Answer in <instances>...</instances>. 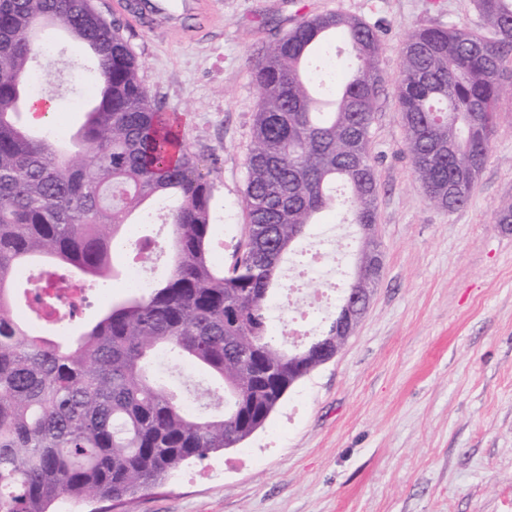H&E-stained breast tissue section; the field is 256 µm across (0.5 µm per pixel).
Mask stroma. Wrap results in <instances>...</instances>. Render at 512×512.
Listing matches in <instances>:
<instances>
[{"mask_svg": "<svg viewBox=\"0 0 512 512\" xmlns=\"http://www.w3.org/2000/svg\"><path fill=\"white\" fill-rule=\"evenodd\" d=\"M119 20L151 96L214 186L213 260L243 242L246 163L260 101L253 67L304 17L341 10L381 29L383 90L371 127L382 274L355 333L298 380L237 447L194 460L119 512H512V60L492 150L470 203L448 212L416 181L396 98L401 52L422 27L480 28L472 0H210L182 26L132 23L123 0H94ZM44 60L38 92L76 131L82 87ZM336 263L311 254L323 241ZM354 226L328 217L286 255L301 288L279 291L271 324L301 345L334 316L353 273Z\"/></svg>", "mask_w": 512, "mask_h": 512, "instance_id": "stroma-1", "label": "stroma"}]
</instances>
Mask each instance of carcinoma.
Segmentation results:
<instances>
[{
	"mask_svg": "<svg viewBox=\"0 0 512 512\" xmlns=\"http://www.w3.org/2000/svg\"><path fill=\"white\" fill-rule=\"evenodd\" d=\"M488 40L465 24L412 32L397 97L414 173L437 207L456 211L490 152L495 105L512 55V0H474ZM63 28L97 63L92 108L67 156L20 121L33 57ZM351 59L332 112L336 37ZM379 29L341 11L305 17L258 61L261 93L244 192L246 242L211 260L212 185L200 159L139 78L120 25L93 0H0V512H49L63 497L110 501L159 484L190 460L244 442L314 357L290 365L268 325L285 289L280 262L325 212L374 224L370 130L382 91ZM163 206L171 229L167 279L106 302L99 319L59 341L12 315L22 294L68 288L63 269L93 286L119 276L111 241ZM38 264L26 286L18 270ZM218 384L201 410L163 387L160 352Z\"/></svg>",
	"mask_w": 512,
	"mask_h": 512,
	"instance_id": "1",
	"label": "carcinoma"
}]
</instances>
